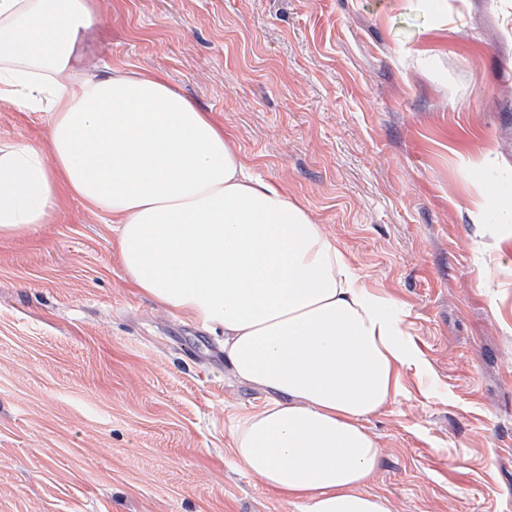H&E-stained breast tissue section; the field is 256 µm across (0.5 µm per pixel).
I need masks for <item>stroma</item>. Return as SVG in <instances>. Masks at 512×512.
<instances>
[{"instance_id": "1", "label": "stroma", "mask_w": 512, "mask_h": 512, "mask_svg": "<svg viewBox=\"0 0 512 512\" xmlns=\"http://www.w3.org/2000/svg\"><path fill=\"white\" fill-rule=\"evenodd\" d=\"M86 70L162 74L374 292L421 368L366 425L394 512H512V0H97ZM0 105V145L41 143ZM492 167H480L485 154ZM108 215L0 238V512H292L235 463L264 404L126 278Z\"/></svg>"}]
</instances>
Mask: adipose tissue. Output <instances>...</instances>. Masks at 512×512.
Here are the masks:
<instances>
[{
	"label": "adipose tissue",
	"mask_w": 512,
	"mask_h": 512,
	"mask_svg": "<svg viewBox=\"0 0 512 512\" xmlns=\"http://www.w3.org/2000/svg\"><path fill=\"white\" fill-rule=\"evenodd\" d=\"M96 17L94 0H0V102L49 138L0 147V237L54 223L64 192L110 216L133 285L222 331L233 373L271 393L234 427L239 466L293 512H393L367 488L383 450L366 422L420 364L403 318L162 75L76 76Z\"/></svg>",
	"instance_id": "1"
}]
</instances>
